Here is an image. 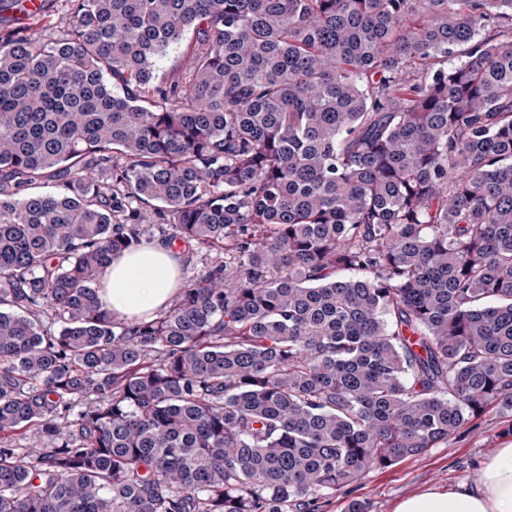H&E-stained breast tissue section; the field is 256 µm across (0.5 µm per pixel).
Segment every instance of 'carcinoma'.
Here are the masks:
<instances>
[{
  "instance_id": "cac0c4a2",
  "label": "carcinoma",
  "mask_w": 512,
  "mask_h": 512,
  "mask_svg": "<svg viewBox=\"0 0 512 512\" xmlns=\"http://www.w3.org/2000/svg\"><path fill=\"white\" fill-rule=\"evenodd\" d=\"M505 31L512 0H0V512H321L512 412ZM156 234L213 264L119 319L102 276ZM30 25L40 32L46 39H51L66 29L69 23V16L59 8L55 13L45 19H34L28 21ZM190 38L191 35L181 44L170 46L161 57L159 65L161 71L165 73V81H180L184 73L191 69L192 50L188 49Z\"/></svg>"
}]
</instances>
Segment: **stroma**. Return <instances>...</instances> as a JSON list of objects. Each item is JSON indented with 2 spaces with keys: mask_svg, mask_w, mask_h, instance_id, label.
Listing matches in <instances>:
<instances>
[{
  "mask_svg": "<svg viewBox=\"0 0 512 512\" xmlns=\"http://www.w3.org/2000/svg\"><path fill=\"white\" fill-rule=\"evenodd\" d=\"M511 426L499 409L487 410L439 447L371 471L358 484L336 491L322 512H348L355 501L365 504V512H393L398 499L430 487L450 490L475 485L482 464L512 444L507 432Z\"/></svg>",
  "mask_w": 512,
  "mask_h": 512,
  "instance_id": "stroma-1",
  "label": "stroma"
}]
</instances>
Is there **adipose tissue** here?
Returning <instances> with one entry per match:
<instances>
[{"label":"adipose tissue","mask_w":512,"mask_h":512,"mask_svg":"<svg viewBox=\"0 0 512 512\" xmlns=\"http://www.w3.org/2000/svg\"><path fill=\"white\" fill-rule=\"evenodd\" d=\"M183 259L159 238L113 257L103 278V302L120 318L160 311L181 286ZM393 512H512V445L485 463L475 486L430 487L399 499Z\"/></svg>","instance_id":"1"}]
</instances>
